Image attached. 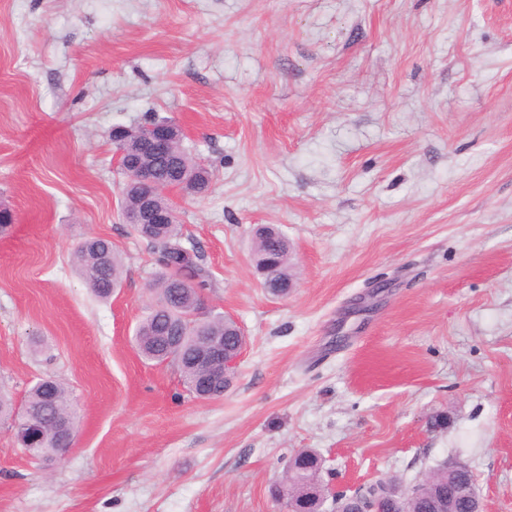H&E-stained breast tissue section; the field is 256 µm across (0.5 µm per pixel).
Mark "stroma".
<instances>
[{
	"label": "stroma",
	"instance_id": "1",
	"mask_svg": "<svg viewBox=\"0 0 512 512\" xmlns=\"http://www.w3.org/2000/svg\"><path fill=\"white\" fill-rule=\"evenodd\" d=\"M154 115L211 172L174 203L248 338L217 400L134 342L158 266L111 131ZM1 207L0 390L57 379L80 418L51 467L0 424V512H277L304 449L350 492L457 459L512 512V0H0ZM90 236L123 256L106 301ZM273 241L277 246L272 248L270 253H267V242ZM288 240L287 238L280 232V237L278 238H269L267 240H263L261 238H255L254 245V265L257 274L261 278V282L264 283L265 274L262 271L266 265V258L268 256H276L277 262L276 264H272L276 267L275 276L269 279V285L272 288H276L277 284L282 287L283 284L288 283ZM271 288V289H272ZM75 269L97 297L108 299L120 287L124 272L122 256L101 237L81 242L72 254Z\"/></svg>",
	"mask_w": 512,
	"mask_h": 512
}]
</instances>
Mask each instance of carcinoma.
<instances>
[{"label": "carcinoma", "instance_id": "carcinoma-1", "mask_svg": "<svg viewBox=\"0 0 512 512\" xmlns=\"http://www.w3.org/2000/svg\"><path fill=\"white\" fill-rule=\"evenodd\" d=\"M148 164L157 163L165 187L184 186L193 195L205 194L210 186L209 169L197 162L186 148L184 141L173 144L170 153L156 161L144 158ZM138 208V193L130 182H125L120 211L125 214ZM132 229L146 239L158 256L160 268L148 284L155 295V304L135 329L134 340L141 355L156 363L174 365L181 381L191 394L196 391V381L201 370L192 362V354L202 339L222 338L224 343L236 347L237 327L224 316L211 313L202 320L189 318L200 301V292L211 287L207 271L199 263L198 251L184 244L179 223L161 224L156 227L132 225ZM276 246L267 250V241L257 238L254 245V265L257 274L264 276L266 258H277L275 276L269 279L272 288L288 283V240L285 236L273 239ZM75 269L97 297L108 299L120 287L124 272L122 256L112 243L101 237H90L81 242L72 254ZM30 416L42 423L47 437L43 448H32L34 455L51 456L58 452L56 427L65 419L77 428L78 410L72 391L52 378L37 382L29 391L21 409L14 407L12 399L0 392V421L10 426ZM300 460L293 468H286L285 478L278 484L279 494L292 496L301 512H315L317 504L313 494L320 486L318 454L304 450L295 455Z\"/></svg>", "mask_w": 512, "mask_h": 512}]
</instances>
